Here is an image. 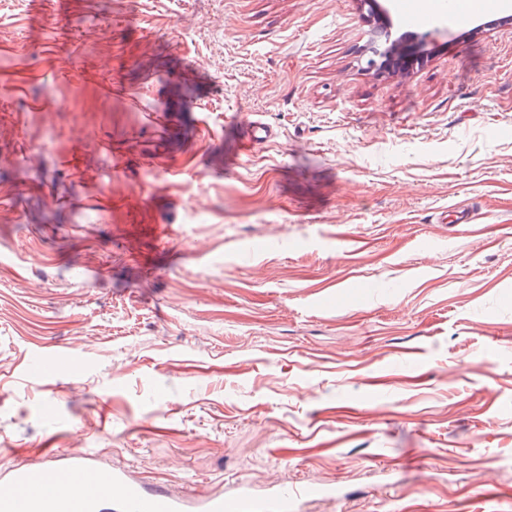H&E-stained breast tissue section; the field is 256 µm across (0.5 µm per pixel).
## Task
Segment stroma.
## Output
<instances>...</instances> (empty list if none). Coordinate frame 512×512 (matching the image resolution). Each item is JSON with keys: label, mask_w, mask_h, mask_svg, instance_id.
Instances as JSON below:
<instances>
[{"label": "stroma", "mask_w": 512, "mask_h": 512, "mask_svg": "<svg viewBox=\"0 0 512 512\" xmlns=\"http://www.w3.org/2000/svg\"><path fill=\"white\" fill-rule=\"evenodd\" d=\"M488 19L438 12L388 72L359 0H0V472L89 451L188 499L512 512Z\"/></svg>", "instance_id": "obj_1"}]
</instances>
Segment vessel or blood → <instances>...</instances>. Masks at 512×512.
Returning <instances> with one entry per match:
<instances>
[{
	"instance_id": "obj_1",
	"label": "vessel or blood",
	"mask_w": 512,
	"mask_h": 512,
	"mask_svg": "<svg viewBox=\"0 0 512 512\" xmlns=\"http://www.w3.org/2000/svg\"><path fill=\"white\" fill-rule=\"evenodd\" d=\"M400 21L409 27L426 23L429 8L424 0H395ZM89 454L66 457L47 452L36 468L23 465L7 471L0 486V512H186L184 499L165 488L130 479L112 471L106 484ZM289 496L257 501L245 495L231 499L207 495L200 499L201 512H288Z\"/></svg>"
}]
</instances>
